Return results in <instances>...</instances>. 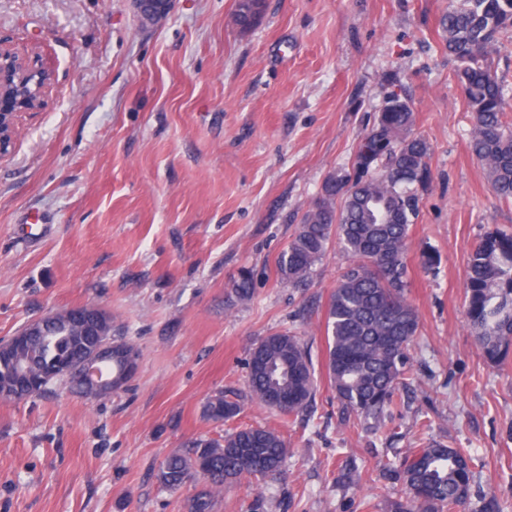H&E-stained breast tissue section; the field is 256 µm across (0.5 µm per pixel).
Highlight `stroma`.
Wrapping results in <instances>:
<instances>
[{
  "label": "stroma",
  "instance_id": "stroma-1",
  "mask_svg": "<svg viewBox=\"0 0 512 512\" xmlns=\"http://www.w3.org/2000/svg\"><path fill=\"white\" fill-rule=\"evenodd\" d=\"M448 0H267L251 30L236 0H174L142 25L130 0H0V39L35 50L47 107L0 159V340L51 311L94 304L139 369L111 397L65 387L0 401V512H183L155 473L224 425L202 414L241 389L258 338L292 332L317 378L311 410L245 406L281 434L273 478L245 479L215 512H386V465L438 441L468 455L469 512H512V353L491 366L465 318V270L490 228L512 230L468 149ZM413 102L432 180L410 225L408 299L419 321L409 384L378 422L346 417L326 369L330 295L347 255L329 245L308 287L276 261L325 178L346 167L390 93ZM439 256L425 270L419 256ZM254 273L252 295L229 284Z\"/></svg>",
  "mask_w": 512,
  "mask_h": 512
}]
</instances>
